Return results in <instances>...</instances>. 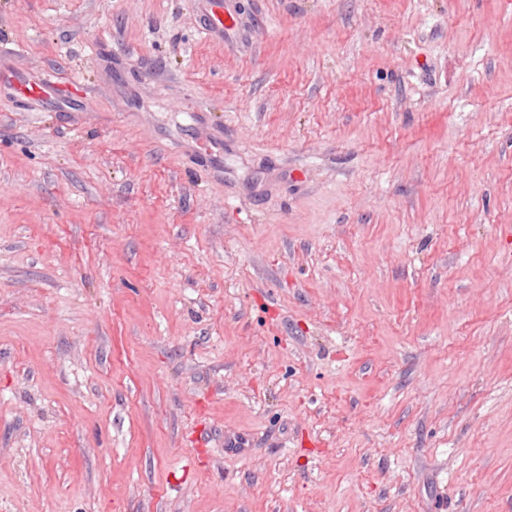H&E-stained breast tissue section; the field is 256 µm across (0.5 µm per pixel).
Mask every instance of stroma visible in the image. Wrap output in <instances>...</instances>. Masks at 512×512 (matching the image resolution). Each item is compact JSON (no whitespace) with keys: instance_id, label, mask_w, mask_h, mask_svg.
I'll return each instance as SVG.
<instances>
[{"instance_id":"1","label":"stroma","mask_w":512,"mask_h":512,"mask_svg":"<svg viewBox=\"0 0 512 512\" xmlns=\"http://www.w3.org/2000/svg\"><path fill=\"white\" fill-rule=\"evenodd\" d=\"M0 0V512H512V0ZM209 18L204 32L207 35L219 32L232 35L236 31L237 23L234 12L229 8L227 0H208ZM58 84L42 74H32L20 85V93L25 97H47L57 93Z\"/></svg>"}]
</instances>
